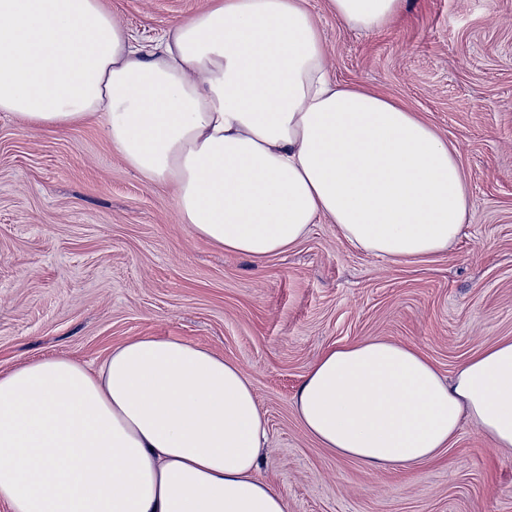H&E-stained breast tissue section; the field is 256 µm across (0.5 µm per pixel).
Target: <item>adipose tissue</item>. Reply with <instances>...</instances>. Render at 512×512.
<instances>
[{
	"instance_id": "ef3b65f1",
	"label": "adipose tissue",
	"mask_w": 512,
	"mask_h": 512,
	"mask_svg": "<svg viewBox=\"0 0 512 512\" xmlns=\"http://www.w3.org/2000/svg\"><path fill=\"white\" fill-rule=\"evenodd\" d=\"M404 0H326L378 32ZM0 112L51 130L106 121L182 223L262 260L336 225L393 263L447 251L470 213L456 151L419 113L330 74L308 0H209L150 47L102 0H0ZM322 447L376 468L437 459L464 422L512 449V339L442 380L414 348L337 343L294 396ZM266 425L239 367L168 336L0 375V501L10 512H288L259 470Z\"/></svg>"
}]
</instances>
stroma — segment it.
<instances>
[{"instance_id":"1","label":"stroma","mask_w":512,"mask_h":512,"mask_svg":"<svg viewBox=\"0 0 512 512\" xmlns=\"http://www.w3.org/2000/svg\"><path fill=\"white\" fill-rule=\"evenodd\" d=\"M144 45L207 0H103ZM336 81L420 113L457 151L471 209L448 252L395 264L312 225L263 260L180 223L174 187L147 183L104 123L32 130L0 112V373L170 336L223 355L267 421L266 479L288 512H512V451L470 424L431 463L370 468L320 447L293 397L337 342L382 339L424 354L441 377L512 338V0H405L362 33L309 0Z\"/></svg>"}]
</instances>
